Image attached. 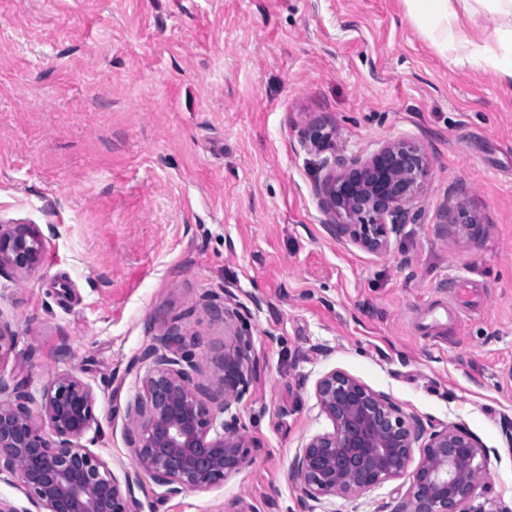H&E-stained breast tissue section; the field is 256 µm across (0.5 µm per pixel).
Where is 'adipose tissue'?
I'll return each mask as SVG.
<instances>
[{
    "instance_id": "obj_1",
    "label": "adipose tissue",
    "mask_w": 512,
    "mask_h": 512,
    "mask_svg": "<svg viewBox=\"0 0 512 512\" xmlns=\"http://www.w3.org/2000/svg\"><path fill=\"white\" fill-rule=\"evenodd\" d=\"M410 20L423 28L440 53L453 50L476 68H490L512 84V0H405ZM496 22L494 44L479 43L480 18Z\"/></svg>"
}]
</instances>
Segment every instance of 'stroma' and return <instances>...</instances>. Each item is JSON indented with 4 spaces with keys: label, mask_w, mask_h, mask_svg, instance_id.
<instances>
[{
    "label": "stroma",
    "mask_w": 512,
    "mask_h": 512,
    "mask_svg": "<svg viewBox=\"0 0 512 512\" xmlns=\"http://www.w3.org/2000/svg\"><path fill=\"white\" fill-rule=\"evenodd\" d=\"M317 130L345 163L401 137L431 154L422 218L388 253L323 229ZM462 200L490 229L457 243L440 214ZM0 224L46 239L38 272L0 274L17 336L0 377L90 385L113 471L156 326L199 339L210 377L249 337L241 470L170 500L146 486L152 512H300L288 473L328 427L314 386L334 368L466 426L489 497L512 503V87L444 57L404 0H0ZM456 278L482 293L452 320ZM399 499L389 482L316 512Z\"/></svg>",
    "instance_id": "stroma-1"
}]
</instances>
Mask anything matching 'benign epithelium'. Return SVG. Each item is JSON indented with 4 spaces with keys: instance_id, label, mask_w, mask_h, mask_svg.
Wrapping results in <instances>:
<instances>
[{
    "instance_id": "1",
    "label": "benign epithelium",
    "mask_w": 512,
    "mask_h": 512,
    "mask_svg": "<svg viewBox=\"0 0 512 512\" xmlns=\"http://www.w3.org/2000/svg\"><path fill=\"white\" fill-rule=\"evenodd\" d=\"M317 186L323 227L376 254L419 220L432 178L426 147L412 138L383 144L365 159L338 164L326 157ZM442 223L456 240L489 230L462 201ZM46 242L35 224H0V272L24 277L42 265ZM16 334L0 311V359ZM201 342L173 325H160L136 362L147 367L141 391L124 408L132 469L118 478L82 440L99 429L93 389L71 373L57 375L35 401L20 379L0 378V477L15 479L25 496L0 499V512H141L135 490L152 483L169 500L205 490L238 473L251 439L239 407L251 397L250 340L224 355L217 384L203 379ZM319 414L329 429L299 447L289 479L299 486L304 512L328 497H350L401 480L407 485L392 512H512L477 493L485 484L489 450L464 426L425 428L386 395L334 368L315 383ZM37 403L32 410L31 403ZM420 449V457L414 456Z\"/></svg>"
}]
</instances>
